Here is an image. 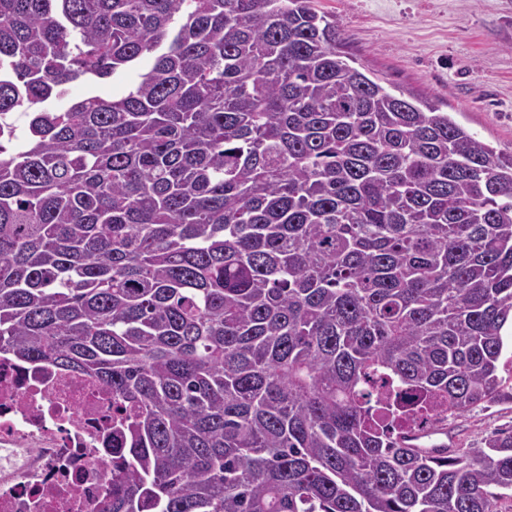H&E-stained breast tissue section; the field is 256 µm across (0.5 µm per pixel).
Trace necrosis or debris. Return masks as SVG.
<instances>
[{
  "mask_svg": "<svg viewBox=\"0 0 512 512\" xmlns=\"http://www.w3.org/2000/svg\"><path fill=\"white\" fill-rule=\"evenodd\" d=\"M112 398L95 380L0 358V512H99Z\"/></svg>",
  "mask_w": 512,
  "mask_h": 512,
  "instance_id": "obj_1",
  "label": "necrosis or debris"
}]
</instances>
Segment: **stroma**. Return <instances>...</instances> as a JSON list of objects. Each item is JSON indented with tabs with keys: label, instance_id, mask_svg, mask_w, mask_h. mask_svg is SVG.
<instances>
[{
	"label": "stroma",
	"instance_id": "obj_1",
	"mask_svg": "<svg viewBox=\"0 0 512 512\" xmlns=\"http://www.w3.org/2000/svg\"><path fill=\"white\" fill-rule=\"evenodd\" d=\"M332 15L358 68L433 100L497 150L512 154V0H317ZM150 66L117 73L97 87L72 84L57 107L89 93L125 94ZM448 440L481 448L512 434V381L502 395L449 416Z\"/></svg>",
	"mask_w": 512,
	"mask_h": 512
}]
</instances>
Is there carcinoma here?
<instances>
[{
	"mask_svg": "<svg viewBox=\"0 0 512 512\" xmlns=\"http://www.w3.org/2000/svg\"><path fill=\"white\" fill-rule=\"evenodd\" d=\"M350 61L315 0H0V355L111 394L101 512L512 492V434L409 442L500 395L512 154ZM150 63V59H144L136 68L118 72L113 78L111 76L103 80L95 88L96 94L104 98L119 97L125 94L131 86L139 81L140 74L149 68Z\"/></svg>",
	"mask_w": 512,
	"mask_h": 512,
	"instance_id": "1",
	"label": "carcinoma"
}]
</instances>
